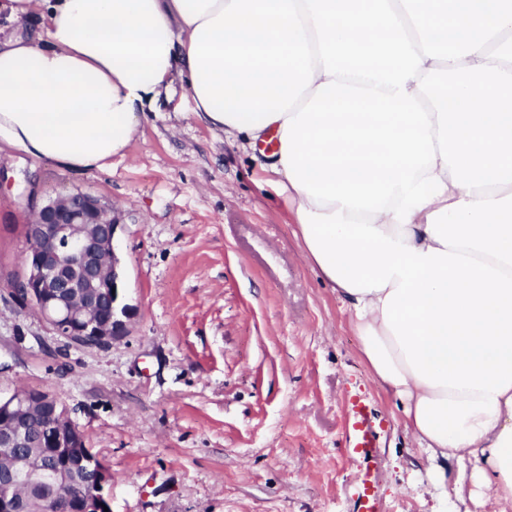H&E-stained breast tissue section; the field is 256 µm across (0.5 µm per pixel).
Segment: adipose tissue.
Instances as JSON below:
<instances>
[{"label":"adipose tissue","mask_w":512,"mask_h":512,"mask_svg":"<svg viewBox=\"0 0 512 512\" xmlns=\"http://www.w3.org/2000/svg\"><path fill=\"white\" fill-rule=\"evenodd\" d=\"M0 141L125 155L185 78L270 165L308 265L452 502L512 512V0H0ZM470 462L463 477L448 467Z\"/></svg>","instance_id":"ef3b65f1"}]
</instances>
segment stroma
<instances>
[{
  "instance_id": "35a3bbf8",
  "label": "stroma",
  "mask_w": 512,
  "mask_h": 512,
  "mask_svg": "<svg viewBox=\"0 0 512 512\" xmlns=\"http://www.w3.org/2000/svg\"><path fill=\"white\" fill-rule=\"evenodd\" d=\"M146 110L125 156L65 171L0 145V398L55 392L112 472V512H448L402 403L369 373L351 312L307 265L268 154L193 119L184 83ZM70 190L112 207L133 307L105 346L60 336L18 297L23 230ZM386 424L354 462L343 414ZM369 474L359 476L354 485V494L359 504V512H380L377 495L373 485L368 480Z\"/></svg>"
}]
</instances>
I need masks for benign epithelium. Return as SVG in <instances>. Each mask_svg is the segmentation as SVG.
<instances>
[{
  "mask_svg": "<svg viewBox=\"0 0 512 512\" xmlns=\"http://www.w3.org/2000/svg\"><path fill=\"white\" fill-rule=\"evenodd\" d=\"M112 207L83 192L49 199L25 226L18 296L62 336L105 345L126 332L124 270L115 253L120 229ZM115 289L108 294L104 289ZM112 313H102L105 297ZM51 390L22 388L0 399V512H105L112 472L89 448ZM55 486L47 497L15 493L19 486Z\"/></svg>",
  "mask_w": 512,
  "mask_h": 512,
  "instance_id": "7a95c632",
  "label": "benign epithelium"
}]
</instances>
